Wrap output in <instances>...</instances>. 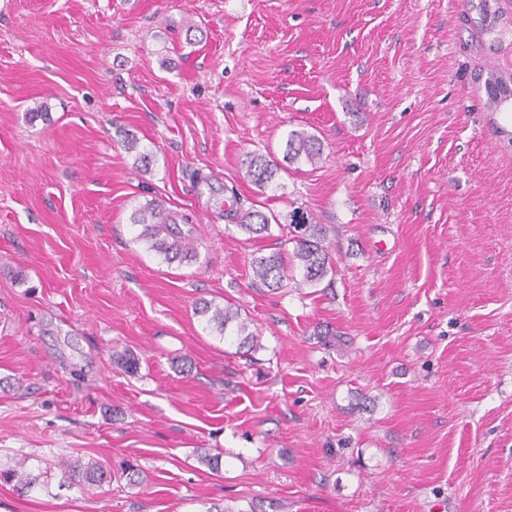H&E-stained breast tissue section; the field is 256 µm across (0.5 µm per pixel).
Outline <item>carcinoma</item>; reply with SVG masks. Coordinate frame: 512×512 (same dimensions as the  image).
<instances>
[{"instance_id": "carcinoma-1", "label": "carcinoma", "mask_w": 512, "mask_h": 512, "mask_svg": "<svg viewBox=\"0 0 512 512\" xmlns=\"http://www.w3.org/2000/svg\"><path fill=\"white\" fill-rule=\"evenodd\" d=\"M486 106L491 112H507L512 104V74L504 75L495 68L489 69L484 83ZM321 143L318 137L305 130L291 131L286 141V160L294 164L304 159L314 163L321 157ZM278 163L263 155H250L247 158V174L259 188L268 186L277 175ZM131 223L141 227L136 241L143 243L150 251L172 263L174 261H192L197 257L193 234L195 228L189 217L165 212L161 205L150 202L131 214ZM246 231L263 236L270 231V221L261 211H250L243 216ZM325 230L320 224L305 225L304 233L295 241L293 258L302 270V285H317L329 273L334 263L328 247L324 245ZM253 281L279 289L286 279L287 265L280 252L256 256L252 259ZM195 313L206 318L207 325L215 328L219 335L235 339L240 348L257 346V336L249 331V324L240 317L239 309L230 304L220 306L211 301L202 300L195 305ZM64 483L69 488L80 491L89 485H96L107 478L102 463L90 459L66 458L60 461ZM41 475L27 467V459L12 465L0 466V482L11 484L26 493L41 485Z\"/></svg>"}]
</instances>
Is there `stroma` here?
I'll use <instances>...</instances> for the list:
<instances>
[{"instance_id":"obj_1","label":"stroma","mask_w":512,"mask_h":512,"mask_svg":"<svg viewBox=\"0 0 512 512\" xmlns=\"http://www.w3.org/2000/svg\"><path fill=\"white\" fill-rule=\"evenodd\" d=\"M487 4L503 29L471 0H0V462L48 481L0 512H512V145L483 88L512 0ZM300 129L322 157L283 165ZM152 201L196 261L136 242ZM298 217L333 273L252 284ZM76 455L111 481L61 487ZM246 162L248 176L261 190L275 179L279 170L276 161L266 159L263 155H249ZM195 313L205 317L206 323L215 328L224 339L236 338L238 347L245 348L257 346V336L249 331V324L240 317L239 309L232 304L217 305L211 301L201 300L195 305Z\"/></svg>"}]
</instances>
